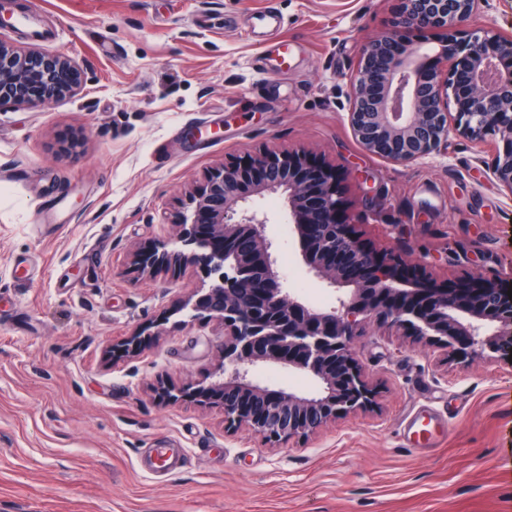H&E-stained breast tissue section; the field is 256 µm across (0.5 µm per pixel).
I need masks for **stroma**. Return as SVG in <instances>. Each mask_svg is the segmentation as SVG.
I'll use <instances>...</instances> for the list:
<instances>
[{"mask_svg":"<svg viewBox=\"0 0 512 512\" xmlns=\"http://www.w3.org/2000/svg\"><path fill=\"white\" fill-rule=\"evenodd\" d=\"M18 49L71 57L78 94L0 106V512H512V351L466 360L370 324L354 352L378 410L274 447L157 390L212 372L217 322L176 307L201 275L139 277L190 186L261 149L361 169L364 239L437 282L512 270V196L454 136L403 167L365 153L345 79L398 0H0ZM292 44L280 65L281 41ZM150 342L113 353L127 336ZM180 448L182 468L155 458Z\"/></svg>","mask_w":512,"mask_h":512,"instance_id":"obj_1","label":"stroma"}]
</instances>
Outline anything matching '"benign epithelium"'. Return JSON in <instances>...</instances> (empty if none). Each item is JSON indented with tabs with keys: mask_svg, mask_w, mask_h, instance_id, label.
Returning a JSON list of instances; mask_svg holds the SVG:
<instances>
[{
	"mask_svg": "<svg viewBox=\"0 0 512 512\" xmlns=\"http://www.w3.org/2000/svg\"><path fill=\"white\" fill-rule=\"evenodd\" d=\"M489 0H400L397 16L357 54L348 77L347 122L367 153L409 166L448 147L452 133L495 145L486 178L512 196V35L470 29ZM438 35L440 64L424 67V42ZM84 71L69 56L20 52L0 38V104L48 106L75 95ZM267 194L285 202L299 264L334 297L314 305L290 288L274 255L269 217L250 206ZM203 274L180 302L188 321L224 327V349L209 379L165 387L164 400L219 407L224 423L280 445L377 405L378 391L352 347L367 325H380L463 358L493 359L512 349V299L501 276L448 288L408 268L395 245L379 250L360 238L329 163L302 148L259 152L222 164L187 193L175 234L132 257L137 273L179 266ZM279 365L314 379L311 395L272 390L250 377Z\"/></svg>",
	"mask_w": 512,
	"mask_h": 512,
	"instance_id": "obj_1",
	"label": "benign epithelium"
}]
</instances>
